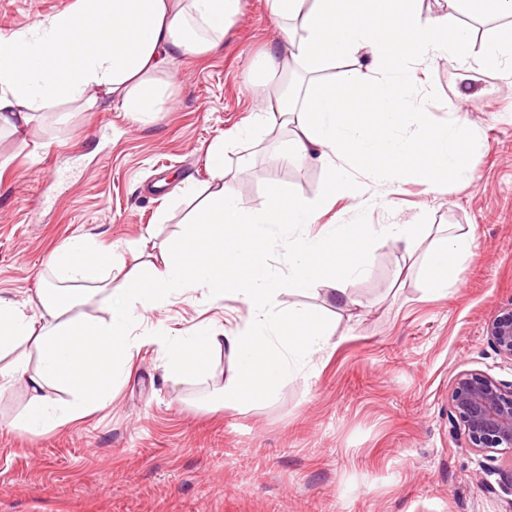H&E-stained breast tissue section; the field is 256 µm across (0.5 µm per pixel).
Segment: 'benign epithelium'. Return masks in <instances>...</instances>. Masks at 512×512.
<instances>
[{
    "instance_id": "obj_1",
    "label": "benign epithelium",
    "mask_w": 512,
    "mask_h": 512,
    "mask_svg": "<svg viewBox=\"0 0 512 512\" xmlns=\"http://www.w3.org/2000/svg\"><path fill=\"white\" fill-rule=\"evenodd\" d=\"M486 335L498 354L512 361V305L487 324ZM449 405L468 447L512 454V382L461 372L454 379Z\"/></svg>"
}]
</instances>
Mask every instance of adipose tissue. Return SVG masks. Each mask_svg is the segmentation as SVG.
Wrapping results in <instances>:
<instances>
[{
  "instance_id": "obj_1",
  "label": "adipose tissue",
  "mask_w": 512,
  "mask_h": 512,
  "mask_svg": "<svg viewBox=\"0 0 512 512\" xmlns=\"http://www.w3.org/2000/svg\"><path fill=\"white\" fill-rule=\"evenodd\" d=\"M448 5L427 15L417 0H272L284 25L263 66L273 72L297 64L310 80L293 105L272 80L258 82L265 106L243 135L289 122L296 132L288 158L295 162L315 157L331 166L341 156L370 174L392 173L432 189L466 178L471 163L459 147L460 121L430 128L427 104L409 92L428 58L467 62L473 46L464 20L510 18L512 0ZM239 13L240 0H76L37 26L0 37V130L25 133L34 113L61 102L90 108L106 100L137 121H152L172 94L167 63L218 47ZM360 53L364 63L338 83L322 81L328 64ZM409 113L419 129L398 135ZM209 162L214 188L205 205L143 271L115 276V253L79 236L51 253L55 279L38 291L37 315L0 297V354L11 357L0 368V391L27 383L31 395L19 418L26 431L61 428L106 405L134 349L144 345L159 348L176 382L203 375L215 351L228 348L234 372L210 396L218 408L271 395L333 346L335 328L321 310L278 311L283 284L266 264L270 226L300 231L288 249L285 285L299 292L329 285L330 300L343 305L354 301L351 282L370 272L362 253L368 242L393 244L410 257L422 253L425 283L441 294L450 292L470 255L466 235L436 233L428 224H326L310 233L329 196L359 198L354 183L332 179L326 195L314 199L276 190L254 210L244 204L242 187L227 181L223 141L211 145ZM195 285L216 296L242 294L248 319L229 332L206 325L178 336L136 334L147 313ZM98 293L105 296L104 318L82 310ZM30 346L38 353L34 365ZM49 387L58 397L46 395Z\"/></svg>"
}]
</instances>
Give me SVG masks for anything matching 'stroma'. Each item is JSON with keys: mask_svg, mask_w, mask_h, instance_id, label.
<instances>
[{"mask_svg": "<svg viewBox=\"0 0 512 512\" xmlns=\"http://www.w3.org/2000/svg\"><path fill=\"white\" fill-rule=\"evenodd\" d=\"M73 0H0V35L31 27ZM507 19L472 22L466 64H428L415 94L434 126L466 107L460 149L472 178L438 189L373 176L337 161L284 162L288 128L237 137L260 100L258 63L277 32L269 0H241L217 50L168 65L173 93L155 120L119 108L62 104L37 114L29 134L0 133V296L34 299L53 249L89 235L142 269L180 235L211 182L207 151L226 138L229 179L261 208L284 187L313 199L333 174L368 198L337 199L323 224H430L470 233L474 258L454 291H427L420 257L370 243V273L355 305H325V290H281L280 308L327 307L337 344L268 400L214 410L208 394L231 372L216 352L201 377L165 376L157 347L135 350L128 379L105 407L62 428H12L29 392L0 393V512H512L502 484L512 457L468 448L448 407L456 375L512 381V361L492 347L487 321L512 303V76L478 48ZM243 297L190 288L147 314L141 329L175 336L204 324L233 330Z\"/></svg>", "mask_w": 512, "mask_h": 512, "instance_id": "1", "label": "stroma"}]
</instances>
